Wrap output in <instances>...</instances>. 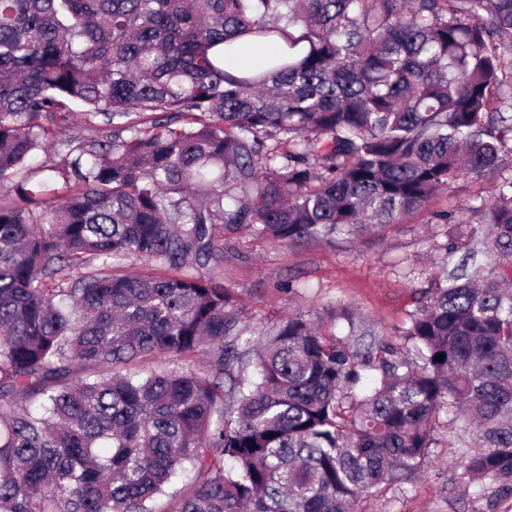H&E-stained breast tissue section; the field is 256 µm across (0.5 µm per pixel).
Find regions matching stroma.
<instances>
[{
  "label": "stroma",
  "instance_id": "obj_1",
  "mask_svg": "<svg viewBox=\"0 0 512 512\" xmlns=\"http://www.w3.org/2000/svg\"><path fill=\"white\" fill-rule=\"evenodd\" d=\"M495 179L458 177L426 207L360 238L341 235L294 245L246 230L225 235L224 261L210 275L242 309L254 340L300 314L320 322L350 351L367 353L378 341L398 342L414 308V291L440 276V262L453 267L461 262V253L449 257L445 249L450 240L465 242L470 227L438 223L437 213L462 215L491 202ZM472 441L466 423L439 427L421 471L365 497L358 512H512V493L492 479L467 488L457 483L460 451Z\"/></svg>",
  "mask_w": 512,
  "mask_h": 512
}]
</instances>
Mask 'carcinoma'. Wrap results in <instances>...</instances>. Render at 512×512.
<instances>
[{"label":"carcinoma","instance_id":"1","mask_svg":"<svg viewBox=\"0 0 512 512\" xmlns=\"http://www.w3.org/2000/svg\"><path fill=\"white\" fill-rule=\"evenodd\" d=\"M239 41L284 48L225 66ZM77 107L101 123L60 138ZM508 132L512 0H0V512H158L187 469L208 478L174 512H356L444 416L475 431L457 483L511 492L508 285L475 268L416 291L411 357L358 361L291 315L249 380V326L202 272L219 224L361 237L495 174ZM470 212L512 258V178ZM161 356L188 365L127 371Z\"/></svg>","mask_w":512,"mask_h":512}]
</instances>
